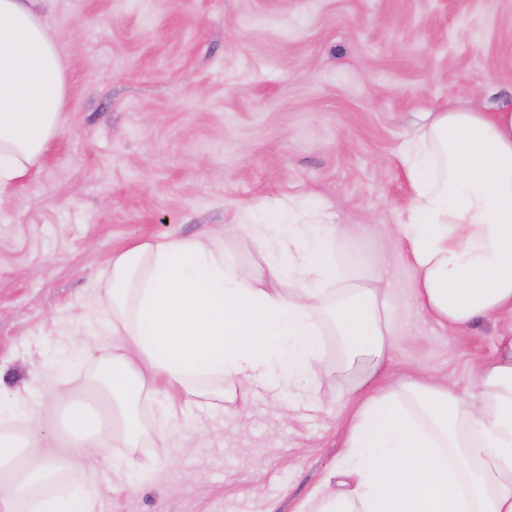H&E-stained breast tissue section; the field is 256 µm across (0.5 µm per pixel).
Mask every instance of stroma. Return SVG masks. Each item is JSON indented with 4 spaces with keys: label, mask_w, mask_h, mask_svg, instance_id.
Instances as JSON below:
<instances>
[{
    "label": "stroma",
    "mask_w": 512,
    "mask_h": 512,
    "mask_svg": "<svg viewBox=\"0 0 512 512\" xmlns=\"http://www.w3.org/2000/svg\"><path fill=\"white\" fill-rule=\"evenodd\" d=\"M66 60L68 121L36 173L0 187V387L83 384L72 335L104 340L92 284L128 246L210 236L261 264L224 227L263 200L303 196L361 232L336 253L353 278L389 268L392 374L469 389L501 328L461 331L411 296L395 224L409 187L403 142L436 113L512 100V0H52ZM317 410L285 417L265 393L185 407L189 438L168 455L104 449L151 471L99 512H295L336 461L355 411L336 342L324 340Z\"/></svg>",
    "instance_id": "obj_1"
}]
</instances>
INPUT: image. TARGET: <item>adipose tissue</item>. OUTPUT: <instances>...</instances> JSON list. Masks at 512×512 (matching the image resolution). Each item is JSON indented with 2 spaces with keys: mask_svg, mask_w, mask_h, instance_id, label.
<instances>
[{
  "mask_svg": "<svg viewBox=\"0 0 512 512\" xmlns=\"http://www.w3.org/2000/svg\"><path fill=\"white\" fill-rule=\"evenodd\" d=\"M45 0H0V185L26 176L64 129L65 63ZM409 186L401 222L384 235L405 250L419 308L442 326L512 322V101L497 111L456 107L403 143ZM277 223L258 202L243 224L265 257L245 268L212 240L165 236L112 260L97 312L111 352L79 337L93 374L81 395L46 396L42 376L0 390V512H97L101 449L168 448L181 404L223 407L261 391L284 413L320 405L314 384L323 339L335 337L354 372L357 404L336 466L296 512H512V334L460 392L433 376L374 380L392 350L386 266L354 281L336 257L350 225L325 208L289 202ZM306 385L284 396L287 383ZM163 397L170 424L155 434L140 415ZM60 427L47 434V406Z\"/></svg>",
  "mask_w": 512,
  "mask_h": 512,
  "instance_id": "obj_1",
  "label": "adipose tissue"
}]
</instances>
